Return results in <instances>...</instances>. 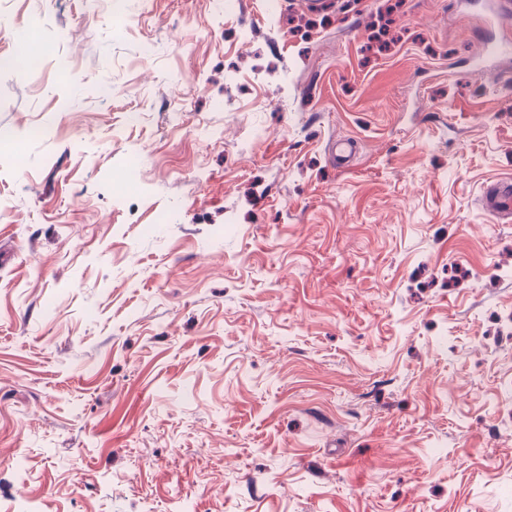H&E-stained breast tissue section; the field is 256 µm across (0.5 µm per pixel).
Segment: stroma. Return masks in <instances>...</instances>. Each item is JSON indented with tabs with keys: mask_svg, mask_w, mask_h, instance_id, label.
I'll return each mask as SVG.
<instances>
[{
	"mask_svg": "<svg viewBox=\"0 0 512 512\" xmlns=\"http://www.w3.org/2000/svg\"><path fill=\"white\" fill-rule=\"evenodd\" d=\"M498 2L0 0V512H512ZM486 205L493 211L511 214L512 184L503 183L492 185L487 193Z\"/></svg>",
	"mask_w": 512,
	"mask_h": 512,
	"instance_id": "35a3bbf8",
	"label": "stroma"
}]
</instances>
